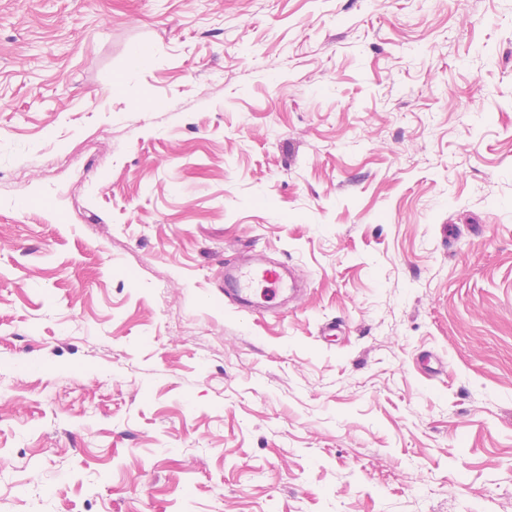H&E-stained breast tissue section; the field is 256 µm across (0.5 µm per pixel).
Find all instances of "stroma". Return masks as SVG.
<instances>
[{
  "instance_id": "stroma-1",
  "label": "stroma",
  "mask_w": 512,
  "mask_h": 512,
  "mask_svg": "<svg viewBox=\"0 0 512 512\" xmlns=\"http://www.w3.org/2000/svg\"><path fill=\"white\" fill-rule=\"evenodd\" d=\"M0 512H512V0H0ZM291 279L290 267L271 264L257 259L249 265H239L227 260L224 262V297L236 305L240 311L251 315L263 316L271 308V302L280 297L287 288L285 277ZM255 283L266 284L260 294L252 286ZM242 305V306H240Z\"/></svg>"
}]
</instances>
